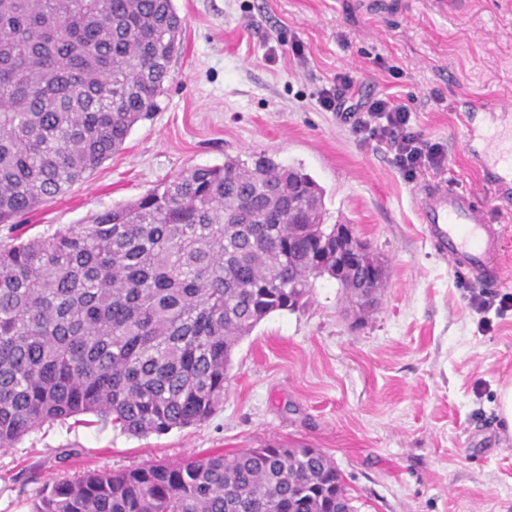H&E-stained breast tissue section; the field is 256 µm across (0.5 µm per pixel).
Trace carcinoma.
<instances>
[{"label":"carcinoma","mask_w":512,"mask_h":512,"mask_svg":"<svg viewBox=\"0 0 512 512\" xmlns=\"http://www.w3.org/2000/svg\"><path fill=\"white\" fill-rule=\"evenodd\" d=\"M172 0H0V224L67 193L157 109L182 50ZM323 190L266 156L196 166L77 226L0 245V449L92 415L134 436L208 420L233 348L336 275ZM355 512L335 462L304 443L45 485L32 512Z\"/></svg>","instance_id":"obj_1"}]
</instances>
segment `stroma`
Instances as JSON below:
<instances>
[{
	"label": "stroma",
	"mask_w": 512,
	"mask_h": 512,
	"mask_svg": "<svg viewBox=\"0 0 512 512\" xmlns=\"http://www.w3.org/2000/svg\"><path fill=\"white\" fill-rule=\"evenodd\" d=\"M182 53L151 119L121 151L27 217L26 236L135 200L177 171L264 155L305 170L327 223L354 225L384 262L374 310L335 281L263 320L236 346L224 403L201 425L134 437L74 421L0 450V512H30L43 485L87 469H127L304 442L329 455L357 512H512V429L497 413L512 382V311L472 302L512 295V199L487 195L501 283L453 275L424 234L422 189L478 183L465 99L512 103V0H174ZM303 42L306 61L291 46ZM276 61H268L269 48ZM358 95L409 101L441 174L409 180L384 145L362 141L318 102L336 76ZM489 327H482V320Z\"/></svg>",
	"instance_id": "35a3bbf8"
}]
</instances>
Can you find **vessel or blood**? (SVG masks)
I'll list each match as a JSON object with an SVG mask.
<instances>
[{
  "label": "vessel or blood",
  "mask_w": 512,
  "mask_h": 512,
  "mask_svg": "<svg viewBox=\"0 0 512 512\" xmlns=\"http://www.w3.org/2000/svg\"><path fill=\"white\" fill-rule=\"evenodd\" d=\"M487 115L491 125L483 137L490 150L484 176L497 197L507 198L512 196V109L498 106ZM421 215L429 241L454 271L484 288L499 283L495 262L499 233L474 193L445 183L431 184L422 192Z\"/></svg>",
  "instance_id": "obj_1"
}]
</instances>
